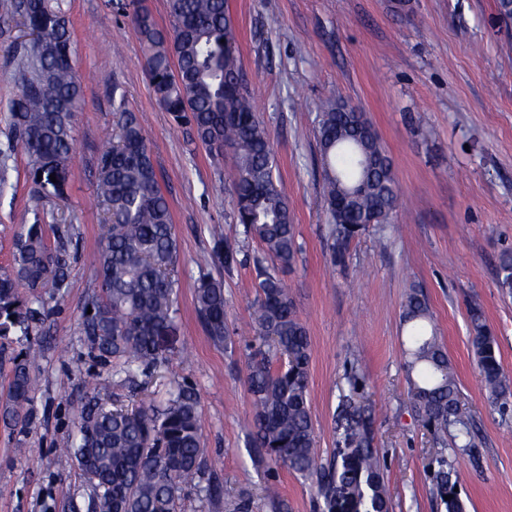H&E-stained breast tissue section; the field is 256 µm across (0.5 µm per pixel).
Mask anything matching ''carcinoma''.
I'll list each match as a JSON object with an SVG mask.
<instances>
[{"label":"carcinoma","mask_w":512,"mask_h":512,"mask_svg":"<svg viewBox=\"0 0 512 512\" xmlns=\"http://www.w3.org/2000/svg\"><path fill=\"white\" fill-rule=\"evenodd\" d=\"M173 24L164 31L141 7L126 5L141 43L147 75L160 105L195 132V143L211 156L233 150L228 173L236 220L256 238L274 263L290 266L296 254L295 225L288 198L276 183V161L269 133L258 120L240 78L237 34L227 0H167ZM21 18L32 39L20 60L23 83L13 100L15 137L30 159L37 199L64 195L73 156V117L51 105L72 98L82 105L83 88L64 53L41 52L52 41L72 46L69 22L52 0H0V23ZM118 140L98 159L97 198L109 222L97 249L100 293L85 304L79 330L88 354L112 362L81 407L76 434L62 445L61 468L75 467L87 490L86 512H178L185 492L205 508L224 496L216 481H203L200 401L195 388L175 381L167 396L146 407L120 401L107 406L99 388L133 387L167 361L176 335L174 306L177 241L172 215L160 188L144 130L125 95L112 91ZM325 200L332 224L333 253L341 256L356 230L373 220L387 221L398 206L400 189L380 138L357 107L327 102L317 130ZM56 181H51L50 175ZM213 255L231 267L238 249L219 228L212 231ZM258 290L253 307L249 390L254 408L256 460L269 476L278 471L310 480L321 512H389L384 464L375 447V416L356 394L365 377L351 368L349 394L335 419L336 454L322 462L309 398L311 350L306 328L275 268L256 260ZM68 264L62 248L52 249L40 220L17 244L14 262L0 268V337L14 336L26 347L9 358L6 393L0 398L4 427L23 425L32 413V367L41 356L30 336L46 318L43 289L67 287ZM498 286L512 291V252L501 255ZM28 293L20 295L19 288ZM195 305L208 338L232 344L223 282L199 279ZM470 343L491 406H512V376L498 358V342L480 306L468 308ZM411 326L405 366L414 407L439 434L454 428L453 447H475L470 414L461 403L454 369L430 328L426 296L413 288L402 307ZM446 512H465L455 492L459 473L438 472ZM452 499L447 500L445 496Z\"/></svg>","instance_id":"1"}]
</instances>
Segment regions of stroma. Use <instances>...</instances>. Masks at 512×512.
<instances>
[{
  "label": "stroma",
  "mask_w": 512,
  "mask_h": 512,
  "mask_svg": "<svg viewBox=\"0 0 512 512\" xmlns=\"http://www.w3.org/2000/svg\"><path fill=\"white\" fill-rule=\"evenodd\" d=\"M74 41L83 104L73 124L74 156L64 199L35 202L29 157L11 129L18 92L17 22L0 25V267L13 261L29 224L42 221L49 245L64 241L68 280L46 292L49 315L33 337L42 349L25 427L0 426V512H70L84 504L78 469H61L60 447L75 430L88 382L107 373L90 359L78 323L100 285L94 254L107 215L96 197L99 149L113 140L112 90L137 113L169 202L178 246V331L171 360L125 391L128 404L159 399L170 380L192 383L203 416L207 476L224 498L200 510L187 495L180 512H227L245 498L271 512L268 477L252 460L253 407L247 344L257 295L255 260L224 173L232 153L212 158L156 100L139 40L115 0H60ZM242 79L270 135L275 175L288 196L297 254L280 276L312 345L309 396L323 459L335 448L334 416L356 365L376 411L375 444L386 464L391 512H445L434 474L439 460L461 472L466 512H512V415L495 411L471 349L467 308L479 303L512 373V293L497 284L499 256L512 248V24L497 0H229ZM328 101L358 105L375 127L403 194L386 225H369L332 258L316 129ZM239 251L215 263L211 229ZM224 283L232 346H215L195 309L202 275ZM426 295L433 325L472 416L475 446L435 442L411 399L404 369L410 327L401 320L411 288Z\"/></svg>",
  "instance_id": "1"
}]
</instances>
